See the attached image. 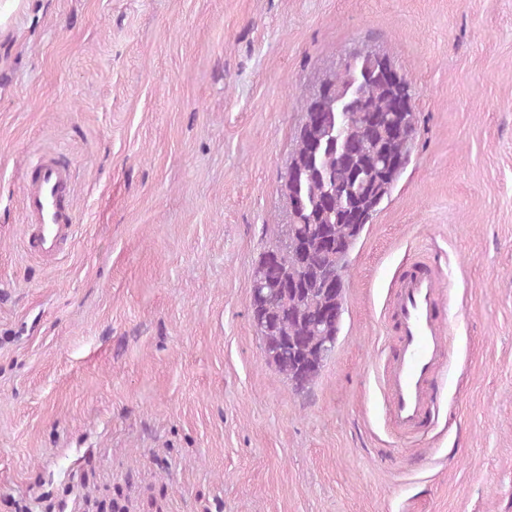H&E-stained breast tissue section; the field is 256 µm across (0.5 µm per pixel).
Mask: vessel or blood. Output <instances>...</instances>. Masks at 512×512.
<instances>
[{
  "label": "vessel or blood",
  "instance_id": "obj_1",
  "mask_svg": "<svg viewBox=\"0 0 512 512\" xmlns=\"http://www.w3.org/2000/svg\"><path fill=\"white\" fill-rule=\"evenodd\" d=\"M73 175L53 154L31 160L22 194L24 245L29 253L54 260L72 243ZM439 272L412 261L389 307L396 343L381 377L388 412L397 431L413 435L432 421L431 387L446 356L445 334L452 319Z\"/></svg>",
  "mask_w": 512,
  "mask_h": 512
}]
</instances>
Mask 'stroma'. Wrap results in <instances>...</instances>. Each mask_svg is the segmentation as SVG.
I'll use <instances>...</instances> for the list:
<instances>
[{"label": "stroma", "instance_id": "1", "mask_svg": "<svg viewBox=\"0 0 512 512\" xmlns=\"http://www.w3.org/2000/svg\"><path fill=\"white\" fill-rule=\"evenodd\" d=\"M385 53L418 133L349 255L306 393L264 356L252 273L287 223L301 102ZM75 246L26 253L33 152ZM449 278L432 425L379 376L406 263ZM512 512V0H28L0 32V512Z\"/></svg>", "mask_w": 512, "mask_h": 512}]
</instances>
